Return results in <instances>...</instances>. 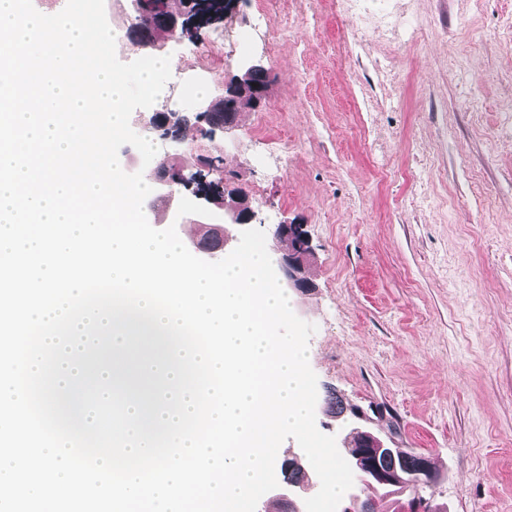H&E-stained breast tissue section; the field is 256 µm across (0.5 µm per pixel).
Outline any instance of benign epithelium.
Segmentation results:
<instances>
[{"label": "benign epithelium", "mask_w": 512, "mask_h": 512, "mask_svg": "<svg viewBox=\"0 0 512 512\" xmlns=\"http://www.w3.org/2000/svg\"><path fill=\"white\" fill-rule=\"evenodd\" d=\"M127 14H141L157 17L170 33L177 34V30H186L191 15L184 11L175 13L165 7L164 0H127ZM268 75V71L259 63L251 60H243L238 64V73L231 81L224 84V95L205 105L202 112H212L224 103L232 106L233 98L239 93L251 95L253 106H261L266 98L268 82L257 83L254 78L259 75ZM166 112H140L136 125L142 129H151L161 133V138L168 145V154L180 155L185 149V140L163 134L167 125ZM144 177L156 180V188L166 200V211L172 213L180 224H198L203 228L217 231L221 240L233 238L232 232L239 227L252 223L257 218V213L249 203L242 201L241 194L236 189H210L203 178H198L196 194L200 198L212 204L222 211V223L212 224L210 220L216 217L211 210H204L199 214L200 220L187 219L182 214L180 194L178 186L186 185L178 170L169 171L163 178L155 179L152 172L144 174ZM273 236L278 241L288 242V249L274 258L283 287L290 290L307 292L311 288L310 282L304 276L305 268L313 256V249L307 232L301 224H279L273 231ZM385 449L383 442L375 435L366 434L361 449L349 456V465L358 478V481L372 487L389 488L399 486L403 482V476L396 467L383 468L379 464V455ZM416 482L423 486H433L436 476L430 460L420 457L416 471ZM309 490L297 489V485L286 483L273 489V494L281 501L289 512H306L304 500Z\"/></svg>", "instance_id": "benign-epithelium-1"}]
</instances>
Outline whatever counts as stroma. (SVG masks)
<instances>
[{
  "label": "stroma",
  "instance_id": "1",
  "mask_svg": "<svg viewBox=\"0 0 512 512\" xmlns=\"http://www.w3.org/2000/svg\"><path fill=\"white\" fill-rule=\"evenodd\" d=\"M165 53L157 111H197L240 59L269 73L265 104L188 145L235 174L267 249L306 227L318 429L426 457L448 512H512V0H368L360 25L342 0H239Z\"/></svg>",
  "mask_w": 512,
  "mask_h": 512
}]
</instances>
